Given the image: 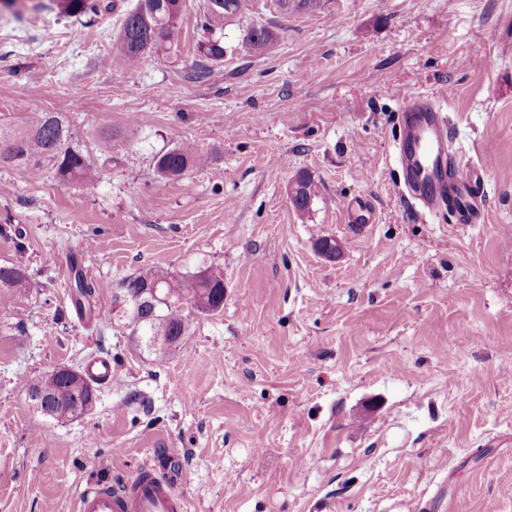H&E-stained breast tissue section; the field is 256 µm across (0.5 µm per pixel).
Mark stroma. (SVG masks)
Listing matches in <instances>:
<instances>
[{
  "label": "stroma",
  "mask_w": 512,
  "mask_h": 512,
  "mask_svg": "<svg viewBox=\"0 0 512 512\" xmlns=\"http://www.w3.org/2000/svg\"><path fill=\"white\" fill-rule=\"evenodd\" d=\"M204 3L132 68L112 59L121 12L0 6V122L59 112L81 148L120 142L93 189L0 170V266L34 282L0 287V512H76L86 484L152 465L188 512H512V0H248L197 81ZM254 24L275 35L259 55L236 47ZM406 91L442 99L484 223L398 193ZM182 143L212 161L159 178L155 153ZM74 257L97 309L158 267L221 271L224 306L159 357L79 318ZM95 355L115 370L94 410L42 416L21 378ZM312 193L311 178L307 174H298L295 178L290 199L294 208L299 212L309 210Z\"/></svg>",
  "instance_id": "stroma-1"
}]
</instances>
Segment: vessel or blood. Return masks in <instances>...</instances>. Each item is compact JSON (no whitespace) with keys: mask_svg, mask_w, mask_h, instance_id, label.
Returning a JSON list of instances; mask_svg holds the SVG:
<instances>
[{"mask_svg":"<svg viewBox=\"0 0 512 512\" xmlns=\"http://www.w3.org/2000/svg\"><path fill=\"white\" fill-rule=\"evenodd\" d=\"M402 177L399 192L407 194L431 214L451 213L456 223L480 224L485 218L483 177L478 169H464L448 147V121L435 99L404 94L396 140ZM84 370L108 384L112 362L90 357ZM187 500L177 485L140 470L124 486L91 483L76 498V512H186Z\"/></svg>","mask_w":512,"mask_h":512,"instance_id":"b4317fda","label":"vessel or blood"}]
</instances>
